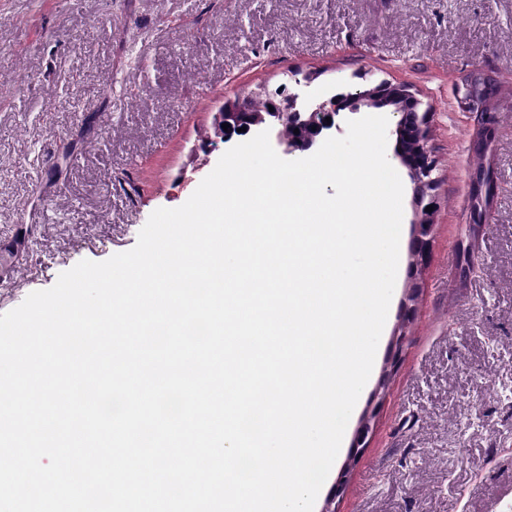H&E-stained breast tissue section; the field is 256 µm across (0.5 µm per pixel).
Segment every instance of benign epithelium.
<instances>
[{
	"instance_id": "1",
	"label": "benign epithelium",
	"mask_w": 512,
	"mask_h": 512,
	"mask_svg": "<svg viewBox=\"0 0 512 512\" xmlns=\"http://www.w3.org/2000/svg\"><path fill=\"white\" fill-rule=\"evenodd\" d=\"M394 105V112L401 115L394 134L396 135V155L408 168L414 184L413 201L416 211L421 214L417 224V235L412 250L413 256H420L428 244L433 224L431 213L426 207L434 204L430 190L433 186L431 174L434 165L428 155L423 124L425 116L419 114L418 99L404 85L379 83L356 95L332 92L328 95L295 92L275 101L268 100L274 111L257 112L239 101L227 102L212 113L211 127L215 135L226 144H233L241 138L270 130V141L274 149L288 155L296 151L308 152L318 148L327 138L339 129L336 117L349 110L355 114L362 105L376 108ZM331 118L326 122L325 118ZM230 127L223 129L222 124ZM246 131H241V128ZM299 133H294V130ZM372 415L363 414L355 430L352 447L364 446L369 433Z\"/></svg>"
}]
</instances>
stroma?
Segmentation results:
<instances>
[{
	"mask_svg": "<svg viewBox=\"0 0 512 512\" xmlns=\"http://www.w3.org/2000/svg\"><path fill=\"white\" fill-rule=\"evenodd\" d=\"M298 72L324 92L410 86L436 202L412 265L414 185L388 136L398 273L338 461L376 415L344 492L324 483L314 508L512 512V0H0V314L132 249L224 154L212 112L261 87L296 92ZM473 72L494 80L488 123L461 102Z\"/></svg>",
	"mask_w": 512,
	"mask_h": 512,
	"instance_id": "35a3bbf8",
	"label": "stroma"
}]
</instances>
